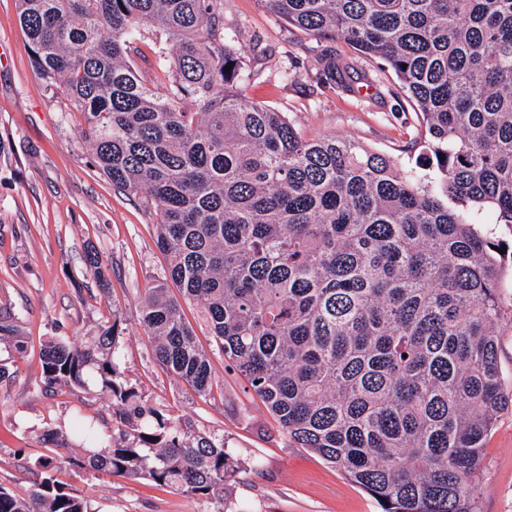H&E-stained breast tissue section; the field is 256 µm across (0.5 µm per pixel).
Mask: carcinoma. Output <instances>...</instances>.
I'll use <instances>...</instances> for the list:
<instances>
[{
    "instance_id": "cac0c4a2",
    "label": "carcinoma",
    "mask_w": 512,
    "mask_h": 512,
    "mask_svg": "<svg viewBox=\"0 0 512 512\" xmlns=\"http://www.w3.org/2000/svg\"><path fill=\"white\" fill-rule=\"evenodd\" d=\"M34 66L84 115L90 162L155 211L169 256L141 319L156 361L200 397L203 315L227 366L279 425L359 485L380 512H478L498 413L504 273L512 268V0H262L289 25L379 60L422 115L415 165L335 135L308 139L249 100L223 0H18ZM173 44L164 93L141 77L142 29ZM231 69H226V65ZM317 84L349 71L321 59ZM500 251H495V248ZM177 288L179 296L170 292ZM117 317L81 345L42 349V387L88 392L107 430L78 421L79 469L142 478L211 503L240 465L224 440L151 405L116 360ZM23 348L0 319V342ZM42 456L0 512H94Z\"/></svg>"
}]
</instances>
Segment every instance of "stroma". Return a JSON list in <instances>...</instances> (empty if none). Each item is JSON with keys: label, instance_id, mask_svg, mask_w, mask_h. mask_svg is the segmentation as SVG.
<instances>
[{"label": "stroma", "instance_id": "stroma-1", "mask_svg": "<svg viewBox=\"0 0 512 512\" xmlns=\"http://www.w3.org/2000/svg\"><path fill=\"white\" fill-rule=\"evenodd\" d=\"M229 44L249 64L245 95L285 113L309 139L336 135L407 160L420 113L395 75L343 39L319 40L267 10L261 0H224ZM354 69L350 85L313 81L322 54ZM291 81H283L282 70ZM84 119L36 71L19 25L17 0H0V315L12 318L24 349L0 347L15 375L0 383V485L24 492L31 461L67 459L76 447L42 440L69 430L75 412L100 423L109 401L99 388L84 398L68 389L41 390V352L63 336L83 343L112 317L123 332L118 358L126 380L152 405L222 438L243 465L224 498V512H378L374 500L316 453L298 447L245 380L224 363L196 307L187 320L210 354L214 390L200 398L154 356L141 303L162 280L167 259L156 246L153 210L116 190L89 158L80 138ZM96 250L109 278L96 289L86 269ZM57 479L102 512H214L212 503L137 479L62 465ZM480 512H512V410H503L484 445L477 478Z\"/></svg>", "mask_w": 512, "mask_h": 512}]
</instances>
